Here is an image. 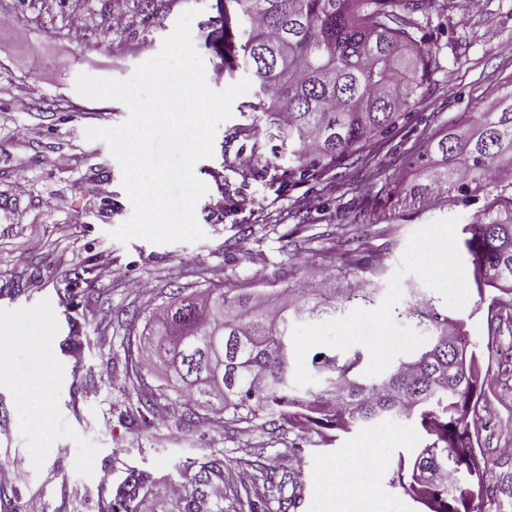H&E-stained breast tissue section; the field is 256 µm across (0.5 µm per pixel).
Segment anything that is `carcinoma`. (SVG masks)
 Segmentation results:
<instances>
[{"mask_svg": "<svg viewBox=\"0 0 512 512\" xmlns=\"http://www.w3.org/2000/svg\"><path fill=\"white\" fill-rule=\"evenodd\" d=\"M221 36L211 42L232 75L252 60L258 83L253 125L263 124L288 150V177L306 180L358 155L371 140L386 138L408 118L439 68L438 46L418 45L415 28L394 24L418 0H216ZM433 151L418 155L422 177L394 181L402 200L438 201V191L458 193L467 204L484 194L481 216L464 231V246L478 295L512 290V85L478 113L430 137ZM381 274L367 258L319 287L262 288L219 284L206 299L186 287L148 316L155 333L128 338L125 378L143 408L165 406L182 424L236 427L286 423L331 431L367 430L403 421L423 444L392 463L390 483L429 512H478L483 493L467 416L476 411L479 386L475 352L463 341L466 321L448 314L439 297L412 289L397 318L421 336L413 351L372 372L360 349L329 347L310 358L313 383L298 384L292 365L297 324L334 318L376 304L380 289L358 276ZM162 366L165 382H148ZM217 461L201 464L183 486L182 512H202L200 487L221 474ZM132 479L116 498L130 503Z\"/></svg>", "mask_w": 512, "mask_h": 512, "instance_id": "cac0c4a2", "label": "carcinoma"}]
</instances>
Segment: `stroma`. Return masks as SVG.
Returning <instances> with one entry per match:
<instances>
[{
	"instance_id": "stroma-1",
	"label": "stroma",
	"mask_w": 512,
	"mask_h": 512,
	"mask_svg": "<svg viewBox=\"0 0 512 512\" xmlns=\"http://www.w3.org/2000/svg\"><path fill=\"white\" fill-rule=\"evenodd\" d=\"M196 10L193 46L216 91L244 78L223 72L208 49L215 0H178L163 17H146L127 0V21L112 29L111 0H0V463L26 470L24 483L0 486V512H107L129 474L146 489L135 512H177L160 487L185 484L201 463L222 459L210 512H238L232 496L246 462L272 466L281 485L265 500L300 489L294 512H321L327 476L365 445L364 431L339 433L330 446L311 431L288 427L221 429L174 426L141 413L128 393L123 366L127 340L145 332L146 318L177 287L205 291L220 281L254 287L273 279L292 284L311 270L330 274L361 256L380 257L386 272L375 306L300 326L294 369L309 381L310 350L366 348L385 363L368 337L391 336L395 352L420 339L396 319L408 288L447 300L466 319L478 357L484 419L474 440L486 489L481 512H512V295L478 294L466 263L465 225L481 201H444L415 210L390 200L396 176L414 177V162L430 135L479 111L512 84V0H424L409 19L439 46L440 68L425 97L389 138L370 144L369 166L344 163L322 178L291 181L288 153L266 128L251 125L254 91L237 97L216 131L211 157L194 166L207 187L195 207L204 233L196 242H122L113 230L132 214L122 171L108 144L90 140L91 127L124 123L121 101L91 99L76 90L78 75L125 80L155 56L178 17ZM86 15L81 33L72 12ZM66 156L58 164V156ZM252 160L241 168L240 157ZM24 190H17V183ZM254 204L241 208V198ZM40 249H31V241ZM143 281L140 290L129 288ZM49 372L54 388L38 408L24 398L27 380Z\"/></svg>"
}]
</instances>
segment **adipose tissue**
Masks as SVG:
<instances>
[{
	"mask_svg": "<svg viewBox=\"0 0 512 512\" xmlns=\"http://www.w3.org/2000/svg\"><path fill=\"white\" fill-rule=\"evenodd\" d=\"M372 445L356 449L331 475L332 495L324 512H378L374 484L364 467Z\"/></svg>",
	"mask_w": 512,
	"mask_h": 512,
	"instance_id": "obj_1",
	"label": "adipose tissue"
}]
</instances>
